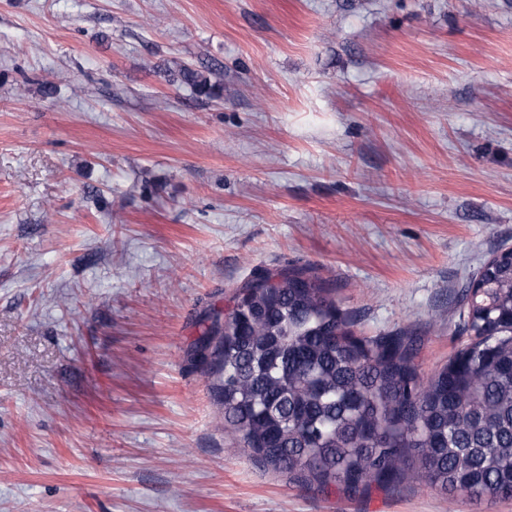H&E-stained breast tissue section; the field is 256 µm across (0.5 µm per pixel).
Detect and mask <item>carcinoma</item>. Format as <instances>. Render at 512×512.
<instances>
[{"mask_svg":"<svg viewBox=\"0 0 512 512\" xmlns=\"http://www.w3.org/2000/svg\"><path fill=\"white\" fill-rule=\"evenodd\" d=\"M211 75L179 71L217 98ZM242 289L248 299L205 333L212 361H199L219 375L224 423L252 459L352 497L407 477L445 495L512 498L511 255L470 282V342L426 378L417 337L357 335L307 267L258 273Z\"/></svg>","mask_w":512,"mask_h":512,"instance_id":"obj_1","label":"carcinoma"}]
</instances>
